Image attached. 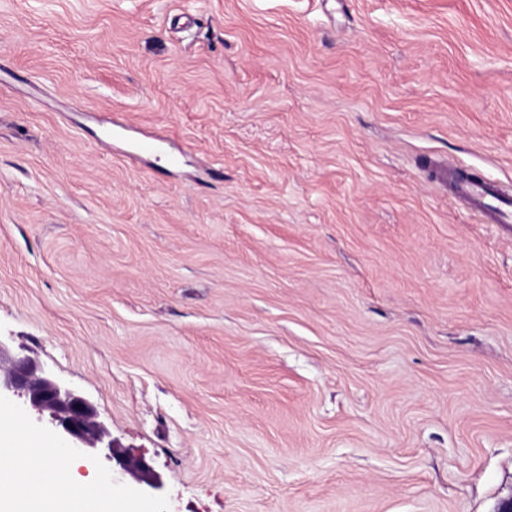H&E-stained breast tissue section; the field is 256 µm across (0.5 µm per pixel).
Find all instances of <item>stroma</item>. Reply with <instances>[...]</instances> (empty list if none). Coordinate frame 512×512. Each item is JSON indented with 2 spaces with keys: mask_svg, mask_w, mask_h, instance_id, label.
I'll return each mask as SVG.
<instances>
[{
  "mask_svg": "<svg viewBox=\"0 0 512 512\" xmlns=\"http://www.w3.org/2000/svg\"><path fill=\"white\" fill-rule=\"evenodd\" d=\"M165 138L168 156L127 157ZM512 0H0V341L146 512L512 498ZM448 168V191L468 208L494 224H512V196L495 179H454Z\"/></svg>",
  "mask_w": 512,
  "mask_h": 512,
  "instance_id": "obj_1",
  "label": "stroma"
}]
</instances>
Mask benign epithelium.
I'll use <instances>...</instances> for the list:
<instances>
[{
    "mask_svg": "<svg viewBox=\"0 0 512 512\" xmlns=\"http://www.w3.org/2000/svg\"><path fill=\"white\" fill-rule=\"evenodd\" d=\"M12 394L40 413H49L61 437L56 451L66 455L92 451L116 462L120 470L150 488L159 487L147 462L127 455L109 438L96 421L92 404L75 390L58 382L47 370L30 359L12 358L0 341V394Z\"/></svg>",
    "mask_w": 512,
    "mask_h": 512,
    "instance_id": "obj_1",
    "label": "benign epithelium"
}]
</instances>
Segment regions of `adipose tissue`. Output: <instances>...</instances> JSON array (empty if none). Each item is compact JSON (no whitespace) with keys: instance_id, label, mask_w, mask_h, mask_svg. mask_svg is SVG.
<instances>
[{"instance_id":"adipose-tissue-1","label":"adipose tissue","mask_w":512,"mask_h":512,"mask_svg":"<svg viewBox=\"0 0 512 512\" xmlns=\"http://www.w3.org/2000/svg\"><path fill=\"white\" fill-rule=\"evenodd\" d=\"M0 512H120L111 490L71 475L65 457L47 444L17 447L0 436Z\"/></svg>"}]
</instances>
